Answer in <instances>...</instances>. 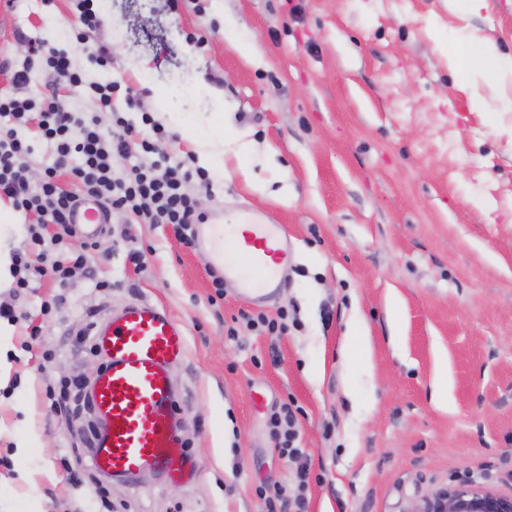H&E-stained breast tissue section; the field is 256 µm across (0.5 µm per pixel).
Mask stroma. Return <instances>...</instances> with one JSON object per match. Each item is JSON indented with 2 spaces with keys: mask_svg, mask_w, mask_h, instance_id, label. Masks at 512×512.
<instances>
[{
  "mask_svg": "<svg viewBox=\"0 0 512 512\" xmlns=\"http://www.w3.org/2000/svg\"><path fill=\"white\" fill-rule=\"evenodd\" d=\"M117 22L91 62L65 32L75 0H0V90L28 40L66 50L87 80L125 87L115 108L150 135V89L206 75L223 115L224 174L188 192L207 220L242 213L282 224L294 258L257 300L222 273L208 242L180 244L165 224L111 213L92 265L0 302L18 313L0 335V512H102L70 471L84 461L72 408L48 413V382L95 377L100 355L70 332L86 310L104 322L127 303L164 308L187 335L172 379L188 483L153 472L107 479L117 512H265L258 486L295 491L297 465L267 427L275 404L305 414L307 512H411L465 478L512 495V69L482 78L466 59L493 43L512 57V0H104ZM151 253L142 269L129 249ZM53 300L48 317L40 304ZM287 312V335L224 324L238 312ZM42 324L31 342L29 323ZM366 336L371 353L345 344ZM25 450H18V442Z\"/></svg>",
  "mask_w": 512,
  "mask_h": 512,
  "instance_id": "stroma-1",
  "label": "stroma"
}]
</instances>
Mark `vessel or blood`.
<instances>
[{
  "mask_svg": "<svg viewBox=\"0 0 512 512\" xmlns=\"http://www.w3.org/2000/svg\"><path fill=\"white\" fill-rule=\"evenodd\" d=\"M73 223L95 233L103 222L90 200L78 204ZM210 233L228 244L224 271L242 278L248 292L272 284L277 266L287 264L279 225L252 217L239 224L212 226ZM94 345L108 361L93 383V403L106 430L92 451L99 473L135 482L151 470L172 481H189L188 454L178 432L172 366L187 353L186 333L165 310L149 301L127 304L94 330Z\"/></svg>",
  "mask_w": 512,
  "mask_h": 512,
  "instance_id": "vessel-or-blood-1",
  "label": "vessel or blood"
}]
</instances>
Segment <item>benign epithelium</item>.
Returning <instances> with one entry per match:
<instances>
[{
    "instance_id": "1",
    "label": "benign epithelium",
    "mask_w": 512,
    "mask_h": 512,
    "mask_svg": "<svg viewBox=\"0 0 512 512\" xmlns=\"http://www.w3.org/2000/svg\"><path fill=\"white\" fill-rule=\"evenodd\" d=\"M411 512H512V496L475 480H462L422 498Z\"/></svg>"
}]
</instances>
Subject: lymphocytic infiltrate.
Returning <instances> with one entry per match:
<instances>
[{"mask_svg":"<svg viewBox=\"0 0 512 512\" xmlns=\"http://www.w3.org/2000/svg\"><path fill=\"white\" fill-rule=\"evenodd\" d=\"M45 57L48 68L56 72L70 92L88 94L96 100L100 112L111 113L112 129L103 132L97 116L87 118L73 111L53 90L26 98L0 92V197L9 199L16 210L38 216L37 223L26 227L32 252L12 256L16 291H32L47 281L63 288L74 269L89 267L92 241L77 248L63 246L65 239L76 234L71 213L83 197L96 200L107 212L122 210L145 224L169 225L180 243L193 244L192 227L201 223L202 216L186 186L193 179L200 186H209L207 173L155 162L116 175V160L128 158L136 144L143 152H152V143L137 141L135 127L114 113L112 96L116 84L85 81L73 68L67 52L55 51ZM34 110L39 113V134L55 152L52 165L45 168L36 185L31 184L23 162L32 151L28 123ZM65 173L70 175L72 187L62 185L60 177ZM47 229L52 232L48 238L43 235ZM297 414L293 403H284L274 409L268 420L275 446L286 459L307 455L297 444Z\"/></svg>","mask_w":512,"mask_h":512,"instance_id":"lymphocytic-infiltrate-1","label":"lymphocytic infiltrate"}]
</instances>
